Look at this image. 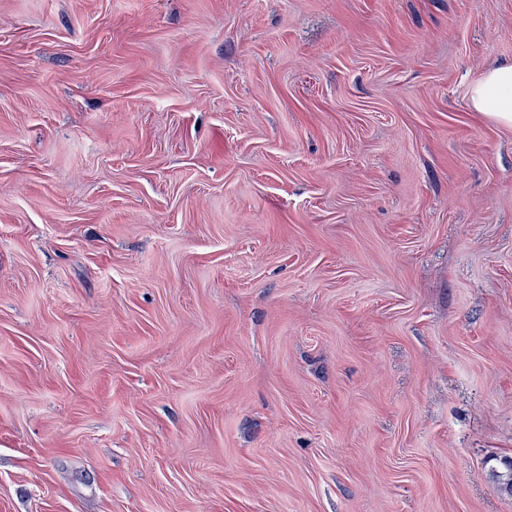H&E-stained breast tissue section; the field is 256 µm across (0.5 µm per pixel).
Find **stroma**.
I'll use <instances>...</instances> for the list:
<instances>
[{"label":"stroma","mask_w":512,"mask_h":512,"mask_svg":"<svg viewBox=\"0 0 512 512\" xmlns=\"http://www.w3.org/2000/svg\"><path fill=\"white\" fill-rule=\"evenodd\" d=\"M512 0H0V512H512ZM469 96L474 111L512 127V64L486 67L472 83Z\"/></svg>","instance_id":"obj_1"}]
</instances>
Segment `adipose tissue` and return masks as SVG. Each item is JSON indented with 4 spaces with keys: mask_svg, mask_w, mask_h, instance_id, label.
Masks as SVG:
<instances>
[{
    "mask_svg": "<svg viewBox=\"0 0 512 512\" xmlns=\"http://www.w3.org/2000/svg\"><path fill=\"white\" fill-rule=\"evenodd\" d=\"M469 96L474 111L512 127V64L486 67L472 83Z\"/></svg>",
    "mask_w": 512,
    "mask_h": 512,
    "instance_id": "1",
    "label": "adipose tissue"
}]
</instances>
